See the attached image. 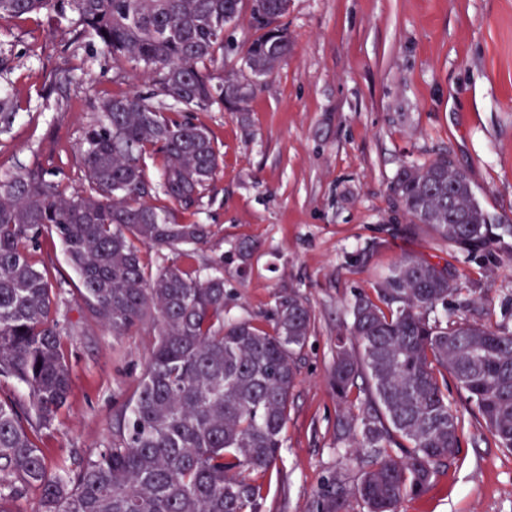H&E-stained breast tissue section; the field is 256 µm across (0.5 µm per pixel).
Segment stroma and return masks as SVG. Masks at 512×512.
<instances>
[{
  "instance_id": "obj_1",
  "label": "stroma",
  "mask_w": 512,
  "mask_h": 512,
  "mask_svg": "<svg viewBox=\"0 0 512 512\" xmlns=\"http://www.w3.org/2000/svg\"><path fill=\"white\" fill-rule=\"evenodd\" d=\"M284 22L293 53L252 98L248 124L218 105L191 115L222 165L196 216L211 237L188 264L222 265L231 315L264 316V329L288 291L311 308L263 512H316L340 469L328 375L355 293H372L403 256L418 255L447 263L456 280L449 318L512 328V0H290ZM2 59L0 89H14L18 111L0 132V178L39 164L78 181V148L98 118L87 101L128 92L129 71L97 42H74L54 14L0 23ZM62 70L74 81L54 87ZM443 150L500 225L488 248L457 251L391 210L399 169ZM244 242L254 247L246 266ZM37 256L51 266L73 378L69 407L41 445L86 459L111 442L153 338L112 335L87 313L58 240ZM448 399L466 420L460 452L401 512H512V453L456 388Z\"/></svg>"
}]
</instances>
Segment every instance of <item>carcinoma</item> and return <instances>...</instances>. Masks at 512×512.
<instances>
[{
  "label": "carcinoma",
  "instance_id": "obj_1",
  "mask_svg": "<svg viewBox=\"0 0 512 512\" xmlns=\"http://www.w3.org/2000/svg\"><path fill=\"white\" fill-rule=\"evenodd\" d=\"M248 6L256 37L241 62L224 37ZM289 0H0V21L74 14L131 67L122 95L90 102L100 119L79 146V188L33 166L0 180V512L33 495L35 512H261L280 458L298 358L312 313L295 293L273 312V331L228 315L224 275L178 262L208 242L194 216L221 170L213 140L187 113L221 104L246 123L257 82L292 52L282 22ZM15 97L0 93L9 127ZM158 166V181L145 160ZM393 212L467 252L489 246L493 217L463 169L442 152L404 165L390 187ZM57 237L79 276L88 313L114 336L148 330L155 346L112 442L93 458L54 463L39 446L68 407L72 377L47 264L32 252ZM167 249L156 269L142 249ZM457 291L448 268L403 257L374 295L349 303L329 383L343 412L336 446L355 464L317 512H400L426 491L461 447L474 418L512 452V330L450 320Z\"/></svg>",
  "mask_w": 512,
  "mask_h": 512
}]
</instances>
